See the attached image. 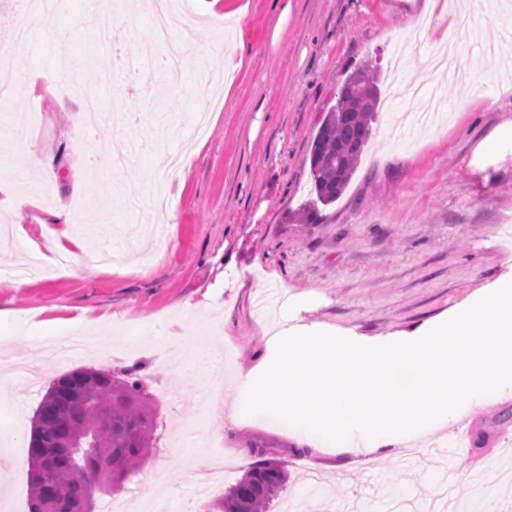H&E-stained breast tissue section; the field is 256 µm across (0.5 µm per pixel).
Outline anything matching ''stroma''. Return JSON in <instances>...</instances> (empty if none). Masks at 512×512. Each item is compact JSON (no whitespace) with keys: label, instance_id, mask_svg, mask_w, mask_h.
<instances>
[{"label":"stroma","instance_id":"stroma-1","mask_svg":"<svg viewBox=\"0 0 512 512\" xmlns=\"http://www.w3.org/2000/svg\"><path fill=\"white\" fill-rule=\"evenodd\" d=\"M490 17L478 45L458 51L463 82H448L428 66L430 55L451 44L461 17L458 0H224L244 8L241 25L195 13L192 28L173 38L191 62L185 73L156 72L143 82L122 57L161 51L151 15L130 0H112L118 24L113 48L90 53L97 32L84 23L92 0L31 25L11 53V96L0 122L12 125L37 112L24 141L0 142V178L18 193L33 186L25 164L32 147L53 158L56 181L46 184L39 208L0 211V225L21 223L24 235L0 246V265L12 267L44 247L48 211L65 210L84 236L70 267L45 280L25 275L13 289L0 276V368L18 361L36 370L28 384L11 378L0 391V512H29L28 446L32 418L52 381L79 367L119 370L139 366L157 412L160 438L128 474L114 497L137 500L169 495L176 512H196L222 496L244 474L236 450L256 448L285 461L288 481L268 512H299L305 478L323 481L318 512H336L349 498H381L380 474H392L399 492L426 500L438 465L437 428L403 467L390 459L365 462L344 452L297 454L287 437L225 425L212 404L197 411L203 387L191 369L198 352L188 343L198 323L224 324V372L250 368L278 310L258 313L256 297L267 282L287 298L305 300L300 317L368 338L412 330L469 303L484 287L512 272V72H501L487 49L512 48V0H483ZM244 38L242 61L224 65L226 42ZM370 64L380 72L382 102L367 149L343 195L316 206L312 223L301 212L315 206L311 146L344 79ZM52 68L51 95L29 94L34 68ZM431 86L449 105L437 127L400 123L399 110L421 111L409 89ZM493 144H485L487 135ZM192 156L172 179L155 181L163 157ZM158 182L167 212L128 209ZM168 325L170 359L156 357L154 337ZM91 332L100 341L66 360L51 354ZM205 420L222 437L224 486L201 491L184 464L206 457L203 448L177 447L189 421ZM467 436L485 444L468 448L451 465L462 480L494 475L512 443V397L462 408L455 418Z\"/></svg>","mask_w":512,"mask_h":512}]
</instances>
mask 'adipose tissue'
I'll return each mask as SVG.
<instances>
[{"instance_id":"obj_1","label":"adipose tissue","mask_w":512,"mask_h":512,"mask_svg":"<svg viewBox=\"0 0 512 512\" xmlns=\"http://www.w3.org/2000/svg\"><path fill=\"white\" fill-rule=\"evenodd\" d=\"M504 392L512 394L511 278L450 319L388 339L281 327L225 387V418L368 457L409 447L459 406Z\"/></svg>"}]
</instances>
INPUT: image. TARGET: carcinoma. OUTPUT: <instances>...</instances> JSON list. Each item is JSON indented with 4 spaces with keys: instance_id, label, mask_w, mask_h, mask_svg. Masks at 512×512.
I'll use <instances>...</instances> for the list:
<instances>
[{
    "instance_id": "carcinoma-1",
    "label": "carcinoma",
    "mask_w": 512,
    "mask_h": 512,
    "mask_svg": "<svg viewBox=\"0 0 512 512\" xmlns=\"http://www.w3.org/2000/svg\"><path fill=\"white\" fill-rule=\"evenodd\" d=\"M379 101L377 76L370 67L345 78L311 148L316 202L330 205L346 189L370 138ZM134 375L133 369L119 374L80 367L54 380L58 392L47 390L33 418V430L54 446L49 483L34 474L39 449H29V512H45L51 493L62 503L61 512H85L88 497L112 493L149 454L159 422L143 386L131 380ZM109 418L110 435L105 428ZM286 481L282 462L266 460L203 510L260 512Z\"/></svg>"
}]
</instances>
